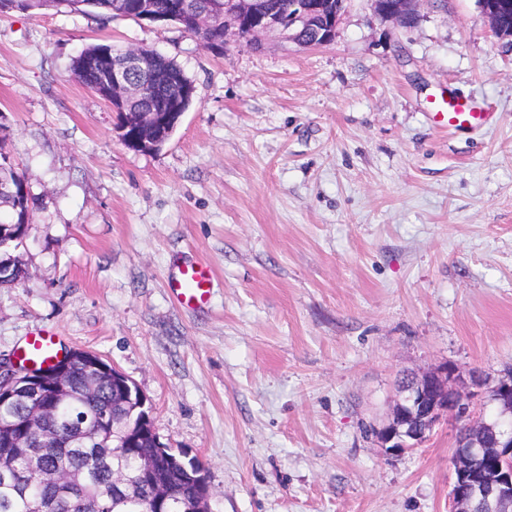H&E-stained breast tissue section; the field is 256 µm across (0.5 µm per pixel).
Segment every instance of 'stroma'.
Returning <instances> with one entry per match:
<instances>
[{
	"instance_id": "35a3bbf8",
	"label": "stroma",
	"mask_w": 512,
	"mask_h": 512,
	"mask_svg": "<svg viewBox=\"0 0 512 512\" xmlns=\"http://www.w3.org/2000/svg\"><path fill=\"white\" fill-rule=\"evenodd\" d=\"M417 11L404 28L348 0L331 45L219 52L174 24L0 12V150L38 199L0 361L47 328L114 366L203 464L212 512H449L455 427L398 456L373 430L404 378L512 372V42L478 0ZM99 43L193 82L158 151L75 78ZM450 92L490 125H436ZM188 256L208 311L166 287Z\"/></svg>"
}]
</instances>
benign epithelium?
Returning <instances> with one entry per match:
<instances>
[{
  "label": "benign epithelium",
  "instance_id": "1",
  "mask_svg": "<svg viewBox=\"0 0 512 512\" xmlns=\"http://www.w3.org/2000/svg\"><path fill=\"white\" fill-rule=\"evenodd\" d=\"M376 13L399 25L414 17L419 0H372ZM480 9L490 28L500 39L512 41V27L505 25L512 13V0H479ZM224 21V32L237 40L250 42L260 33H275L285 41L296 42L305 36V45H328L336 39L343 13L330 9L328 0H293L288 11L271 8L264 0H214L212 11H195L187 4H178L164 16L132 14L137 22H171L180 25L192 36L212 27L213 16ZM87 66L100 71L101 85L96 92L112 96V108L122 113L120 137L129 148L153 152L171 138L184 114L183 104L168 112L136 109L146 95L161 85L171 83L169 74L151 61L145 48L116 51L100 45L84 59ZM0 195L23 204L30 201L28 180L11 165L0 163ZM74 356L61 359L55 369L56 380L42 379L39 373L27 376L7 372L0 363V407L25 404V410L12 417L17 436L8 437L4 447L29 448L51 413L50 404L66 399L67 370ZM120 394L132 405L124 429L116 439L122 448L160 444L148 407L147 399L137 386L120 371ZM400 397L383 425L374 430L378 446L386 455L413 450L429 436L443 417L463 429L464 438L453 449V477L449 489L452 512H512V374L498 381L483 396L463 392L457 384L455 369L443 366L418 377H411L399 386ZM481 406L496 403L501 407V419L493 421L472 411L474 400ZM161 463L154 455L142 458L139 474L152 491L155 508L170 498L167 484L160 476Z\"/></svg>",
  "mask_w": 512,
  "mask_h": 512
}]
</instances>
